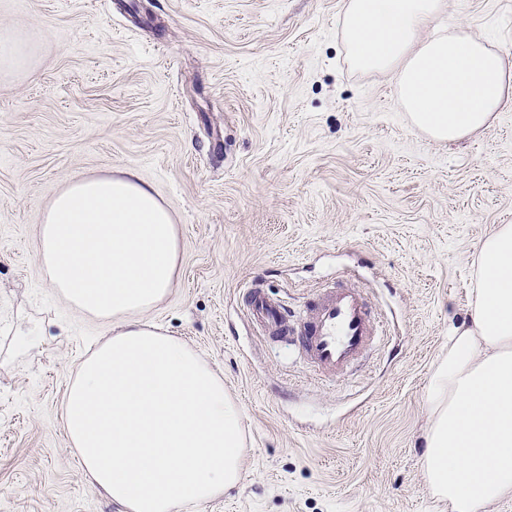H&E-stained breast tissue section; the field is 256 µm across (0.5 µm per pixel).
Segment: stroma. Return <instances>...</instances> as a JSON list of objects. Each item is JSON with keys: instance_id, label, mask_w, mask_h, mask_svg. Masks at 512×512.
<instances>
[{"instance_id": "35a3bbf8", "label": "stroma", "mask_w": 512, "mask_h": 512, "mask_svg": "<svg viewBox=\"0 0 512 512\" xmlns=\"http://www.w3.org/2000/svg\"><path fill=\"white\" fill-rule=\"evenodd\" d=\"M343 0H0L27 71L0 76V512H123L84 473L69 384L112 334L66 304L37 250L71 180L138 172L178 228L177 281L148 317L238 402V486L193 512H448L422 471L425 393L467 316L472 259L512 224V104L430 138L395 81L351 68ZM439 25L512 53V0H447ZM298 311L335 282L383 333L346 375L263 336L245 291ZM42 326L39 344L15 345Z\"/></svg>"}]
</instances>
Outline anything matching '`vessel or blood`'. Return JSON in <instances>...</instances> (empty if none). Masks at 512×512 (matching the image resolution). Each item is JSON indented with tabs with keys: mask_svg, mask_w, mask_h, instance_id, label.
I'll return each instance as SVG.
<instances>
[{
	"mask_svg": "<svg viewBox=\"0 0 512 512\" xmlns=\"http://www.w3.org/2000/svg\"><path fill=\"white\" fill-rule=\"evenodd\" d=\"M247 309L265 336L295 345L306 364L324 377L350 368L379 332L363 291L354 286L321 289L307 298L297 317L253 287L247 291Z\"/></svg>",
	"mask_w": 512,
	"mask_h": 512,
	"instance_id": "obj_1",
	"label": "vessel or blood"
}]
</instances>
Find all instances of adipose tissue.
<instances>
[{"label":"adipose tissue","instance_id":"1","mask_svg":"<svg viewBox=\"0 0 512 512\" xmlns=\"http://www.w3.org/2000/svg\"><path fill=\"white\" fill-rule=\"evenodd\" d=\"M446 0H343L353 69L394 75L413 122L434 139L487 129L512 100L505 53L471 34L429 35ZM38 251L61 297L109 321L79 367L65 428L91 481L124 512H182L240 480L238 403L192 348L148 322L179 270L177 227L138 173L79 177L52 200ZM466 321L426 392L422 466L450 512L512 496V225L482 240Z\"/></svg>","mask_w":512,"mask_h":512}]
</instances>
